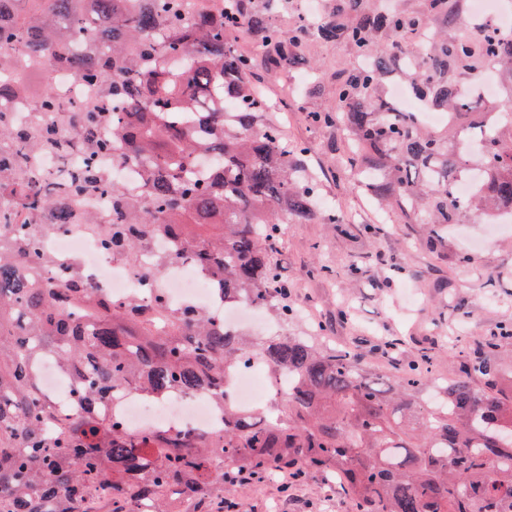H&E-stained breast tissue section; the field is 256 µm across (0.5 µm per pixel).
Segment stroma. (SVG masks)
<instances>
[{
    "label": "stroma",
    "instance_id": "1",
    "mask_svg": "<svg viewBox=\"0 0 512 512\" xmlns=\"http://www.w3.org/2000/svg\"><path fill=\"white\" fill-rule=\"evenodd\" d=\"M260 86L288 142L313 148L310 164L320 174L324 201L349 215L345 224L293 220L283 225L274 255L288 281L296 310L288 335L323 347L349 346L366 373L396 384L415 364L428 375L418 397L430 399L480 360L496 364L497 389L512 394V224H452L445 249L430 247L427 228L397 214L382 216L344 167L342 129L314 123L310 112L326 99L306 95L305 78L262 79ZM305 94L306 111L282 112V91ZM351 512L335 479L307 472L284 483L272 472L244 489H224V512Z\"/></svg>",
    "mask_w": 512,
    "mask_h": 512
}]
</instances>
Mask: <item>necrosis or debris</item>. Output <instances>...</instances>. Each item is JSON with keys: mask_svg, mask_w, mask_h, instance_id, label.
Returning <instances> with one entry per match:
<instances>
[{"mask_svg": "<svg viewBox=\"0 0 512 512\" xmlns=\"http://www.w3.org/2000/svg\"><path fill=\"white\" fill-rule=\"evenodd\" d=\"M55 93L59 100L56 112H29L23 107L7 104L16 121L31 129L44 124L64 130L61 115L100 97L102 88L89 85L69 76L57 79ZM80 218L71 223L45 230L34 225L40 238L42 252L52 261V266L78 272L88 287L103 292L115 300L137 298L148 301L154 293H162L168 305L176 310L186 307L204 309L219 315L228 331L240 332L255 328V306L249 302L232 305L217 299L207 277L189 255L171 258L170 239H155L143 254L139 263L132 264L120 255L101 246L103 229L112 221V210L105 198L85 196L72 205ZM169 262L161 278L151 279L147 268L161 257ZM266 373L262 361L254 359L246 366L237 368L226 390V398L234 407L251 410L265 406L267 398H261L255 384L256 376ZM41 391L54 400L57 407L68 408L72 398L74 380L61 372L53 356L47 355L38 363ZM128 430L139 432L146 429L175 432L187 430L199 434H216L224 426V414L211 393L198 390L190 394L175 392L163 400L154 399L137 391H126L113 408Z\"/></svg>", "mask_w": 512, "mask_h": 512, "instance_id": "1", "label": "necrosis or debris"}]
</instances>
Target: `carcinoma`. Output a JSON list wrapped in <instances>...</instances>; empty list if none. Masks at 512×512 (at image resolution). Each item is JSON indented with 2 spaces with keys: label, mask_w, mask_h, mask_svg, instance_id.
I'll list each match as a JSON object with an SVG mask.
<instances>
[{
  "label": "carcinoma",
  "mask_w": 512,
  "mask_h": 512,
  "mask_svg": "<svg viewBox=\"0 0 512 512\" xmlns=\"http://www.w3.org/2000/svg\"><path fill=\"white\" fill-rule=\"evenodd\" d=\"M286 2L212 0L188 16L182 0H0V71L11 69L0 97L16 89V59L105 87L103 99L75 108L80 133L68 144L52 126L24 131L0 111V139L18 145L0 157V195L13 197V212L0 214V267L14 269L0 286V512H182L184 501L217 499L224 486L244 485L241 475L274 468L344 478L354 512H499L512 503V395L496 391L498 370L487 361L477 366L485 388L466 373L421 405L424 373L415 367L385 389L349 348L232 334L214 315L176 312L161 295L117 303L74 273L26 277V263L49 264L28 215L63 223L73 218L68 201L103 194L115 215L105 247L135 260L143 242L167 236L174 255L189 248L225 301L272 306L288 319V305H272L281 225L290 216L343 224L345 215L319 205L308 148L288 149L264 120L270 105L257 68L274 76L305 66L315 39L345 43L355 62L330 75L310 68L328 99L313 121L344 127L346 163L381 207L430 225L440 245L448 225L512 208V113L468 112L457 91L490 64L512 80V33H472L465 0H324L319 21L300 17L285 31L272 17ZM243 32L261 58L236 48ZM95 42L108 52H71ZM392 76L449 125L427 128L420 113L401 110L385 89ZM31 107L56 111L52 89ZM475 145L489 164L460 198L451 184ZM73 148L84 151L83 166L46 188L29 153ZM117 148L142 171L144 196L95 165ZM47 352L76 377L65 417L39 387ZM252 357L291 386L270 412L224 407L214 436L131 435L97 407L124 387L159 400L201 388L221 405L224 383Z\"/></svg>",
  "instance_id": "cac0c4a2"
}]
</instances>
